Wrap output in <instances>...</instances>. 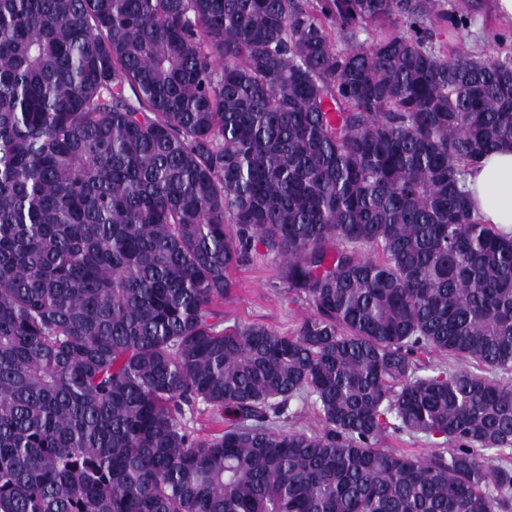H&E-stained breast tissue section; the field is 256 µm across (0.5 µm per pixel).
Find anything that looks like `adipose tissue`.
<instances>
[{"label":"adipose tissue","mask_w":512,"mask_h":512,"mask_svg":"<svg viewBox=\"0 0 512 512\" xmlns=\"http://www.w3.org/2000/svg\"><path fill=\"white\" fill-rule=\"evenodd\" d=\"M467 189L473 214L512 236V147H502L471 167Z\"/></svg>","instance_id":"ef3b65f1"}]
</instances>
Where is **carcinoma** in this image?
<instances>
[{
  "instance_id": "carcinoma-1",
  "label": "carcinoma",
  "mask_w": 512,
  "mask_h": 512,
  "mask_svg": "<svg viewBox=\"0 0 512 512\" xmlns=\"http://www.w3.org/2000/svg\"><path fill=\"white\" fill-rule=\"evenodd\" d=\"M437 22L0 0V512L512 507L485 458L512 448V237L466 191L512 145V56L447 55ZM255 240L310 308L290 336L220 327ZM308 399L319 431L276 427ZM200 404L230 416L203 440ZM385 448L402 449L413 453H430L436 448L427 445L422 439L399 434L389 429L383 437Z\"/></svg>"
}]
</instances>
